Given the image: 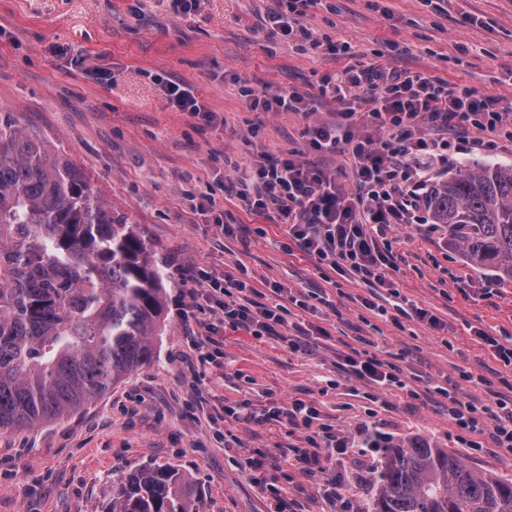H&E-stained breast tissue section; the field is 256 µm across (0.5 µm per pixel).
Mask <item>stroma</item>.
<instances>
[{"instance_id": "1", "label": "stroma", "mask_w": 512, "mask_h": 512, "mask_svg": "<svg viewBox=\"0 0 512 512\" xmlns=\"http://www.w3.org/2000/svg\"><path fill=\"white\" fill-rule=\"evenodd\" d=\"M276 0H198L182 15L172 0H0V117L11 116L82 171L113 211L140 225L164 273L165 327L152 363L81 408L38 427L0 431V512H102L113 484L155 464L186 474L202 512H270L271 496L254 483L245 461L262 451L283 497L306 512H336L322 496L325 476H306L292 451L305 430L255 423L271 402L313 403L347 452L336 479L354 512L375 495L373 433L402 444L424 439L477 471L512 479V452L485 443L466 447L438 396L446 380L463 400H490L506 372L475 337V329L512 338V284L472 268L448 247L444 225L394 224L387 276L393 289L369 290L324 273L276 221L251 214L228 186L257 153L304 149L306 125L333 124L338 104L318 100L324 76L347 65L333 45L348 42L360 61L410 69L512 102V0H449L438 12L425 0H328L305 24L320 49L282 38L266 41L260 27ZM478 26L456 23L460 11ZM194 87L216 112L205 125L173 111L160 80ZM316 98L308 118L257 112L241 85ZM232 233H224V225ZM232 273L253 288V301L287 304L288 294H319L331 307L292 308L289 322L325 335L294 352L277 338L219 331L222 358L199 363L190 334L212 323L191 310L199 271ZM285 288L275 297L274 287ZM374 297L387 308L417 304L439 317L435 330L416 318L382 319L365 308ZM368 351L402 356L407 390L345 380L344 355ZM486 380L462 381L459 369ZM335 380L329 390L326 380ZM419 399L408 396V389ZM244 403L239 419L225 406Z\"/></svg>"}]
</instances>
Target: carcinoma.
I'll return each mask as SVG.
<instances>
[{"label": "carcinoma", "mask_w": 512, "mask_h": 512, "mask_svg": "<svg viewBox=\"0 0 512 512\" xmlns=\"http://www.w3.org/2000/svg\"><path fill=\"white\" fill-rule=\"evenodd\" d=\"M428 220L472 266L512 283V167L466 165L430 185ZM164 277L139 225L72 163L0 118V430L62 417L154 356ZM364 512H512V480L424 440L381 448ZM105 512H199L167 465L128 474Z\"/></svg>", "instance_id": "cac0c4a2"}]
</instances>
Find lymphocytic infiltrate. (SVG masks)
<instances>
[{
	"label": "lymphocytic infiltrate",
	"mask_w": 512,
	"mask_h": 512,
	"mask_svg": "<svg viewBox=\"0 0 512 512\" xmlns=\"http://www.w3.org/2000/svg\"><path fill=\"white\" fill-rule=\"evenodd\" d=\"M320 2L278 0L279 9L263 30L266 39L298 37L319 48L304 19ZM361 86L369 93L367 115L377 138L359 140L349 132L341 136L333 125L306 127L305 150L275 158L262 153L251 160L239 195L251 211H276L289 239L319 264L373 289L387 283L388 256L378 245L379 237L390 225L411 222L420 208V192L437 165L446 164L460 146L489 151L502 143L512 145V107L495 95L452 87L420 72L388 71L376 63L324 76L319 94L341 104L339 117L346 122L355 114L346 104L348 94ZM428 123L450 130V138L427 137ZM342 143L352 156V193L303 158L304 151L332 152ZM245 290V282L228 273L193 294L194 307L208 308L217 317L209 333L227 326L260 339L286 325L285 306L255 302ZM344 367L351 378L407 387L397 364L374 356H345ZM435 392L447 400L449 419L472 435V448H479L478 438L486 434L495 447L512 451V397L499 395L488 404L477 398L461 400L456 390L442 386ZM264 417L305 430V445L294 453L304 474L327 472L345 451L335 429L320 423L315 407L304 401H294L287 409L272 406Z\"/></svg>",
	"instance_id": "1"
}]
</instances>
